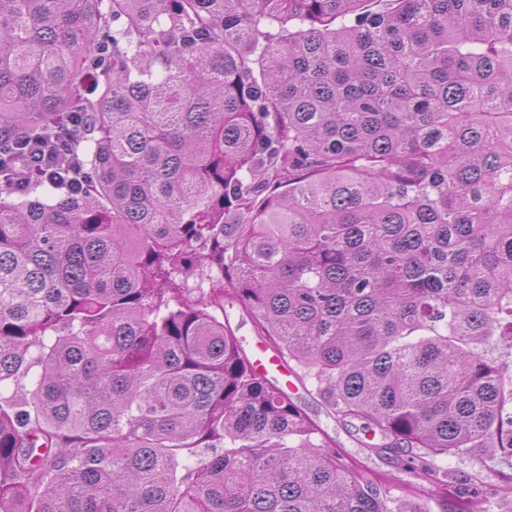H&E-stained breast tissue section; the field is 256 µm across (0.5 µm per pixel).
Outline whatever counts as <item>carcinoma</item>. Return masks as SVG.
Masks as SVG:
<instances>
[{
	"mask_svg": "<svg viewBox=\"0 0 512 512\" xmlns=\"http://www.w3.org/2000/svg\"><path fill=\"white\" fill-rule=\"evenodd\" d=\"M70 113L81 187L0 182V512H432L512 458V0H0V134ZM226 313L229 317L232 327L236 331V335L243 340V345L250 352L251 346L262 340L255 335L250 317L238 305L226 306ZM290 379L296 387L288 389V393L311 415L319 425L336 439L338 446L348 455L359 459L368 469L378 472L389 473L400 481L410 479L405 471L406 457L402 453L391 451H379L369 446L380 444V436L376 435L371 440V434H367L362 428L363 423L358 420L347 422L346 424L335 422L333 418L327 415L325 407L320 400L311 395V390L307 383L306 388L298 383L294 377ZM490 467H481L472 464H458L455 460L448 459V511L459 512V501L454 494V486L458 482L457 479H464L463 475L480 472L482 477L489 483L504 484L509 477H512V460L500 459L491 464Z\"/></svg>",
	"mask_w": 512,
	"mask_h": 512,
	"instance_id": "cac0c4a2",
	"label": "carcinoma"
}]
</instances>
